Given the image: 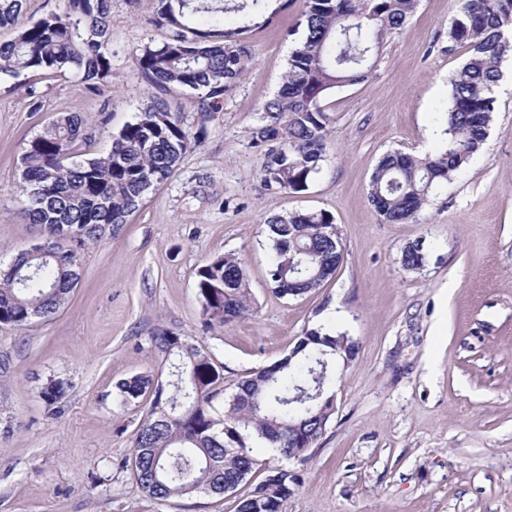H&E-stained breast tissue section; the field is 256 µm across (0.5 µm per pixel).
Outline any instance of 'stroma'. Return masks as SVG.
Masks as SVG:
<instances>
[{
	"mask_svg": "<svg viewBox=\"0 0 512 512\" xmlns=\"http://www.w3.org/2000/svg\"><path fill=\"white\" fill-rule=\"evenodd\" d=\"M112 85L98 94L75 80L39 83L33 111L23 79H0V262L38 242L17 215L19 158L57 113H80L105 153L149 99L135 56L161 40L157 0H110ZM456 0H420L362 83L323 105L333 117L319 174L299 192L272 191L252 140L258 110L278 92L297 39L303 0L246 33L252 57L237 88L203 112L190 92L172 95L197 140L176 173L150 191L115 235L77 253L81 279L52 318L0 325L13 433L0 447V512H234L232 498L146 497L123 466L140 421L116 407L115 385L161 373L151 338L160 329L208 348L233 391L249 372L287 354L323 326L358 344L331 386L336 412L307 463L261 443L254 456L297 476L286 512H512V64L495 90L482 151L435 192L417 222L387 224L368 200L378 160L439 144L448 77L469 55L449 45ZM326 210L344 259L308 295L270 290L268 218ZM422 241L426 262L400 264ZM232 253L245 261L253 310L205 327L197 270ZM52 378L71 388L58 415L39 398ZM425 259L423 244H420V241L408 243L401 250L400 263L405 270L421 269Z\"/></svg>",
	"mask_w": 512,
	"mask_h": 512,
	"instance_id": "obj_1",
	"label": "stroma"
}]
</instances>
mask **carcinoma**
<instances>
[{
	"instance_id": "1",
	"label": "carcinoma",
	"mask_w": 512,
	"mask_h": 512,
	"mask_svg": "<svg viewBox=\"0 0 512 512\" xmlns=\"http://www.w3.org/2000/svg\"><path fill=\"white\" fill-rule=\"evenodd\" d=\"M65 7L25 23L27 0H0V77L71 76L96 94L112 81L109 0H64ZM164 37L149 40L136 56L150 102L112 136L104 155L90 152L93 131L75 112H63L30 140L20 158L18 214L43 228L41 240L0 269V325L24 328L53 317L80 280L79 249L99 241L106 228L128 223L146 194L165 183L190 149L192 136L168 101L174 90L190 91L199 109L235 90L250 49L244 34L269 26L276 11L247 13V21L226 26L229 14L246 13L260 0H157ZM418 0H305L300 40L288 56L282 85L260 109L252 132L263 148L261 173L267 189L302 191L320 172L332 116L323 107L334 90L364 81L388 39L399 33ZM512 0H458L448 26V43L467 44L470 54L448 80V107L440 113L438 148L416 156L385 154L370 179L369 202L389 223L418 219L430 196L447 186L484 145L495 112L494 89L501 63L512 51ZM270 285L282 298H297L320 287L339 268L342 242L328 211L289 213L267 224ZM420 242L400 255L408 271L423 267ZM197 293L205 325H223L252 310L247 271L241 258L224 254L197 271ZM301 352L252 371L224 392V373L211 351L173 331L152 337L168 363L172 380L137 374L117 383L118 406L148 401L132 437V470L148 497L170 501L195 494L235 493V512H285L296 475L273 467L246 491L258 463L248 441L257 439L283 458L309 459L306 449L323 435L335 413L327 403L320 415L300 398L318 381L311 369L328 362L323 390L330 391L347 334L323 333ZM70 384L52 378L39 397L52 409Z\"/></svg>"
}]
</instances>
